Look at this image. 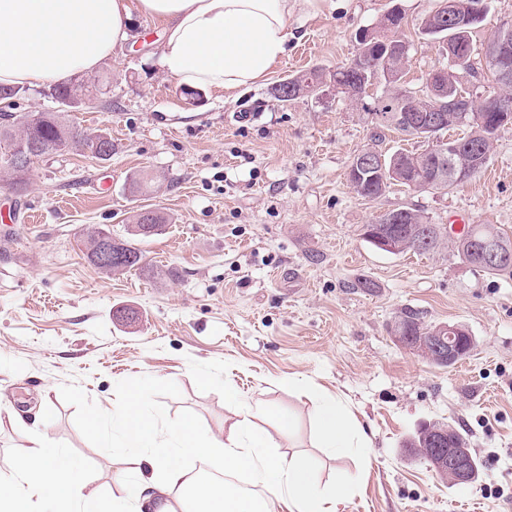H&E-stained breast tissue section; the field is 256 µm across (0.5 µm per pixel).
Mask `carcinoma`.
<instances>
[{
	"instance_id": "carcinoma-1",
	"label": "carcinoma",
	"mask_w": 512,
	"mask_h": 512,
	"mask_svg": "<svg viewBox=\"0 0 512 512\" xmlns=\"http://www.w3.org/2000/svg\"><path fill=\"white\" fill-rule=\"evenodd\" d=\"M457 9L450 17L440 13H431L421 22V29L433 30V38H445L449 41L462 42L466 45L473 43L472 34L483 23V18L473 15L471 7L479 6L483 0H456ZM366 55L372 65L364 67L361 63L350 60L327 71L315 68L308 72L288 77L289 91L286 95H276L277 100L286 102L300 97L311 95L313 88L319 84L333 83L341 87L339 95L357 102L361 85L376 81L383 86L380 95L371 98V102L362 103L363 109L368 112L382 114L383 122L375 125L381 132L384 130L396 131L399 134L420 138L416 123L426 122L429 114L433 113L432 100L425 90L412 91L403 82L405 63L398 58L388 55L385 40L372 38ZM448 72L441 77L442 84L448 88L447 120L441 133L455 127H465L464 136L450 140L452 149L445 152L438 145L426 143L421 151L397 150L393 153H382L386 166L397 171L398 176H384L375 170H365L357 177L358 186L352 190L364 198H377L383 195L393 183L409 189L425 192H443L456 188L467 182L481 172L489 162V152L498 129L512 122V81L502 83L495 81L499 91L491 92L485 99L492 101L491 107L485 112H474L469 109V99L479 96L485 91L486 85L482 77L478 76L479 68L447 66ZM411 112L416 116V122L407 123L400 120V113ZM40 142L45 148L56 150L60 147L57 131L49 123L25 125L21 123L0 122V145L9 147L28 144L30 140ZM446 167L448 171L455 172L456 180L446 182L437 181V170ZM397 218L400 223L395 231L401 241L400 251H413L419 254L434 252L445 246L447 236L438 224H430L428 217L418 210L411 208L397 209ZM166 218L159 216L158 221L149 226L139 222V215H134L133 225L128 237L119 241V248L124 260L117 265V271L123 272L138 269L143 265L142 251L136 247L135 241L141 238L155 236L162 231ZM432 225L434 239L430 248L422 247L415 242V237L425 225ZM481 242L488 246L500 247L512 251V237L498 230L492 224H470L466 237L451 242V246L459 256L468 259L474 242ZM448 429L452 432L455 444L459 447H468L467 439L462 432L448 424L434 423L432 427H424L420 435L415 437L417 445L427 442V438L436 436V431Z\"/></svg>"
}]
</instances>
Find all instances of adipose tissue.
Returning <instances> with one entry per match:
<instances>
[{
    "instance_id": "obj_1",
    "label": "adipose tissue",
    "mask_w": 512,
    "mask_h": 512,
    "mask_svg": "<svg viewBox=\"0 0 512 512\" xmlns=\"http://www.w3.org/2000/svg\"><path fill=\"white\" fill-rule=\"evenodd\" d=\"M316 0H0V85L58 82L111 57L134 16L160 24L159 64L191 88L231 92L255 85L286 55L298 12ZM310 404L318 447L333 458L364 455L370 440L338 398L291 377ZM150 386L127 387L118 407L88 414L86 433L126 458L115 481L123 496L90 490L84 463L23 428L11 471L0 478V512H338L349 481H322L315 456L285 455L290 412H271L235 389L232 422L203 431L190 418L160 430L147 409ZM272 420L273 430L262 426ZM204 461L208 472L192 471Z\"/></svg>"
}]
</instances>
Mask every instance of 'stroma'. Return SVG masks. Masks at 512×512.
Returning <instances> with one entry per match:
<instances>
[{"label": "stroma", "mask_w": 512, "mask_h": 512, "mask_svg": "<svg viewBox=\"0 0 512 512\" xmlns=\"http://www.w3.org/2000/svg\"><path fill=\"white\" fill-rule=\"evenodd\" d=\"M390 1L323 0L301 14L264 79L202 91L192 104L159 66L161 28L136 18L94 71L102 85L93 106L71 115L86 132L109 130L111 159L46 158L20 194L0 173L1 474L20 442L12 414L47 427L86 463L94 488L113 492L123 460L97 449L84 419L112 407L121 388L159 376L172 380L149 398L160 427L192 417L205 429L233 417L230 385L292 411L295 446L306 451L308 406L284 384L300 377L340 396L371 439L367 457L321 460L323 479L355 478L339 512H512V274H487L448 246L389 253L362 235L402 207L444 228L462 212L512 235V124L497 132L485 171L448 193L394 185L367 199L347 182L354 154L373 144L360 105L273 95L298 71L352 59L357 30ZM394 1L412 44L405 82L418 89L447 61L418 32L438 0ZM238 112L247 121H234ZM148 208L167 222L139 241L142 268L100 274L83 228L122 238ZM406 313L465 326L470 355L440 367L407 349L392 333ZM430 422L469 438L478 481L448 486L410 454L408 442Z\"/></svg>", "instance_id": "1"}]
</instances>
